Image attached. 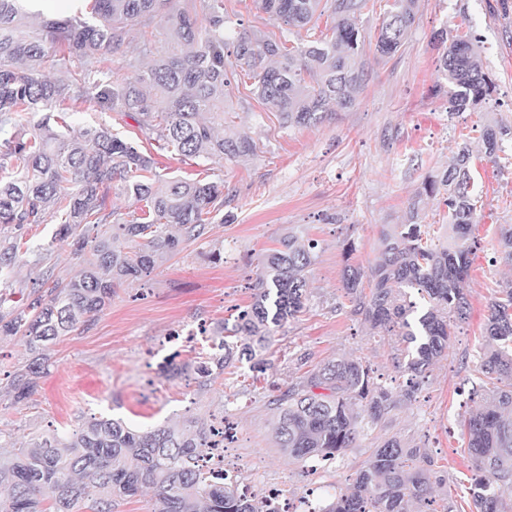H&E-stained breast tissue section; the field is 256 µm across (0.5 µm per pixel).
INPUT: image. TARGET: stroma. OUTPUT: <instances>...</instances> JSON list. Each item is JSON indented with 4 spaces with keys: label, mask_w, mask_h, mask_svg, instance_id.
Instances as JSON below:
<instances>
[{
    "label": "stroma",
    "mask_w": 512,
    "mask_h": 512,
    "mask_svg": "<svg viewBox=\"0 0 512 512\" xmlns=\"http://www.w3.org/2000/svg\"><path fill=\"white\" fill-rule=\"evenodd\" d=\"M495 2L418 0L416 23L402 47L379 59L374 36L386 6L376 0L360 23L366 77L357 100L316 126L283 128L278 114L250 94L239 75H231L224 124L253 139L254 155L218 163L142 142L161 173L223 182L222 217L210 224L206 238L182 244L148 278L117 288L90 325L61 337L27 401L13 403L5 388L9 373L30 356L21 337L0 335V444L21 447L52 429L68 433L94 415L205 430L225 417L237 426L233 446L243 472L261 460L268 476L299 494L315 483L351 482L374 450V435L395 434L428 452L438 477L437 503L471 512L469 488L477 471L461 417L481 404L471 388L489 305L500 284L512 279L497 246L501 225H512V10L494 11ZM224 14L229 27L256 26L273 38L281 34L258 0H224ZM443 30L468 36L496 85L489 99L459 112L448 109L438 68L441 50L434 37ZM66 121L74 133L104 125L136 139V122L108 110L94 93L71 105ZM494 123L509 130L495 164L488 162L482 142L484 128ZM464 147L472 153L470 193L477 202L476 244L464 285L469 308L465 320L452 325L445 355L408 398L392 360L399 337L376 333L352 313L342 271L349 262H373L382 225L413 218L431 239L441 238L448 208L442 195H421L422 182L444 172ZM414 201L415 216L409 213ZM57 229L54 221L0 227V239L27 245L12 271L0 276L1 292L23 304L35 278L64 279L79 270L81 258ZM289 234L314 255L308 299L295 318L274 330L262 371L244 364L237 373L200 383L195 363L212 353L208 340L180 344L174 361L179 374L150 364L151 352L174 330L202 325L232 331L253 301L251 285L263 256ZM215 250L220 259H212ZM340 357L369 366L391 388L394 405L374 435L359 437L334 463L291 460L275 445L270 401L307 371Z\"/></svg>",
    "instance_id": "stroma-1"
}]
</instances>
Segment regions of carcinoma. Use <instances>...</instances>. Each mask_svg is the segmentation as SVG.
Segmentation results:
<instances>
[{
  "label": "carcinoma",
  "instance_id": "1",
  "mask_svg": "<svg viewBox=\"0 0 512 512\" xmlns=\"http://www.w3.org/2000/svg\"><path fill=\"white\" fill-rule=\"evenodd\" d=\"M175 0H85L70 15L30 20L21 0H0V224L21 229L61 219L59 235L71 239L83 265L67 281H35L37 296L25 307L0 312V335L21 336L32 358L13 374L14 402L28 399L46 373L51 346L78 325H87L129 278L152 274L182 243L207 233L224 209V183L162 178L156 162L106 126L65 137L47 111L84 100L106 85L112 110L132 118L143 137L162 141L181 156L219 162L255 152L246 133L224 127L228 74L241 68L252 94L279 112L283 124L315 126L351 107L364 82L359 18L368 0H261L269 19L303 29L314 18L332 25L312 40L272 39L258 29L226 33L224 0H202L204 31L197 17ZM417 0H392L375 37L381 57L398 52L416 22ZM145 28L149 63L130 62L123 76L104 55L121 46L129 30ZM439 69L453 85L448 105L460 110L491 96L495 85L479 56L462 37L450 40ZM43 112L34 129L30 116ZM461 149L439 179L427 182L447 194L451 235L443 244L423 238L419 224H388L374 263H348L342 281L353 313L372 328L405 343L394 363L413 376L409 388L448 349L451 324L468 307L461 284L471 269L476 204L470 195V162ZM142 204V215L125 218L112 207V192ZM110 225L93 238L90 226ZM123 241L125 247L116 243ZM498 247L512 261V225L501 227ZM20 243L0 246V270L15 264ZM309 249L293 236L267 254L253 284L251 307L234 326L237 341L220 339L219 369L246 361L263 364L274 328L299 313L307 300ZM414 289L423 313L408 300ZM472 393H492L490 405L464 419L467 448L479 470L490 474L472 485L475 512H512L503 498L512 488V280L498 290L479 352ZM393 404V393L368 366L337 359L307 372L273 401L277 447L295 461L334 457L376 428ZM375 450L354 478L328 499L322 512H437L428 498L434 472L419 449L396 435L375 437ZM206 434L183 426L137 429L121 419L92 417L69 435L53 431L24 448L0 447V485L7 495L0 512H82L88 488L96 489L91 512H112L116 498L154 490L158 512H260L239 499L231 485H213L194 460Z\"/></svg>",
  "mask_w": 512,
  "mask_h": 512
}]
</instances>
